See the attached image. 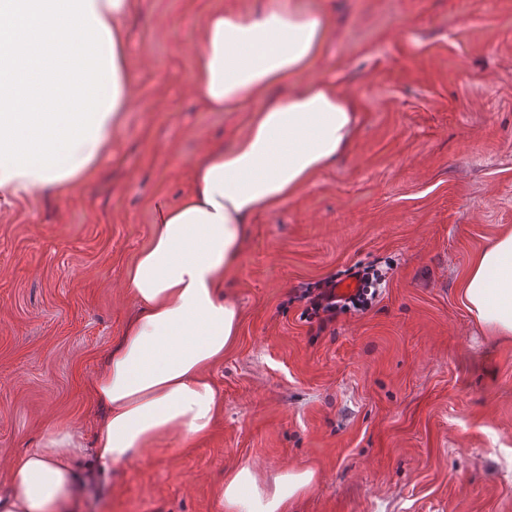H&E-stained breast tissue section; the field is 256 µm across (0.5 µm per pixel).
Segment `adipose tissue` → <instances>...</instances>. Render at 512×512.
<instances>
[{
  "instance_id": "adipose-tissue-1",
  "label": "adipose tissue",
  "mask_w": 512,
  "mask_h": 512,
  "mask_svg": "<svg viewBox=\"0 0 512 512\" xmlns=\"http://www.w3.org/2000/svg\"><path fill=\"white\" fill-rule=\"evenodd\" d=\"M130 0H0V194L69 190L112 147L129 108L134 63L122 19ZM327 24L296 0L247 14L215 10L200 22L194 86L212 112L257 98L246 135L212 147L192 168L177 206L152 207L153 230L126 286L137 312L94 377L103 415L91 445L55 425L18 457L0 512H67L77 458L111 473L158 440L205 434L223 397L209 373L240 326L224 292L247 226L306 186L351 145L353 99L335 82L309 78ZM463 302L482 327L512 337V229L473 260ZM314 481L310 470L261 485L249 464L219 492L224 512H285Z\"/></svg>"
}]
</instances>
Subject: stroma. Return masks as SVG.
Wrapping results in <instances>:
<instances>
[{"instance_id":"35a3bbf8","label":"stroma","mask_w":512,"mask_h":512,"mask_svg":"<svg viewBox=\"0 0 512 512\" xmlns=\"http://www.w3.org/2000/svg\"><path fill=\"white\" fill-rule=\"evenodd\" d=\"M267 2L132 0V104L110 152L67 191L0 199L1 491L49 426L91 442L90 384L136 310L124 281L151 205L179 204L195 160L252 118L191 89L201 15ZM305 3L328 25L315 77L356 104L352 144L248 226L209 432L105 477L78 458L72 512H222L244 462L266 487L314 471L287 512H512V337L461 296L512 228V0ZM378 258L393 268L369 310L322 331L301 320L296 288Z\"/></svg>"}]
</instances>
